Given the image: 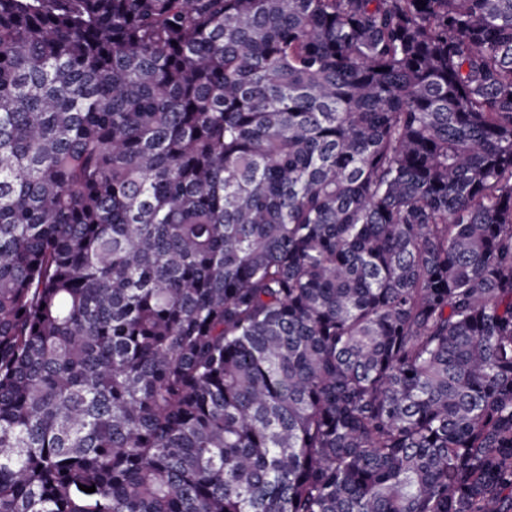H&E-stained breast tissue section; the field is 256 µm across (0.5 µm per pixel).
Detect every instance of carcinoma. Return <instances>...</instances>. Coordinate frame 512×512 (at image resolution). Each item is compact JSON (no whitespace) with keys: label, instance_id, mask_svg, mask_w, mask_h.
Instances as JSON below:
<instances>
[{"label":"carcinoma","instance_id":"1","mask_svg":"<svg viewBox=\"0 0 512 512\" xmlns=\"http://www.w3.org/2000/svg\"><path fill=\"white\" fill-rule=\"evenodd\" d=\"M0 512H512V0H0Z\"/></svg>","mask_w":512,"mask_h":512}]
</instances>
